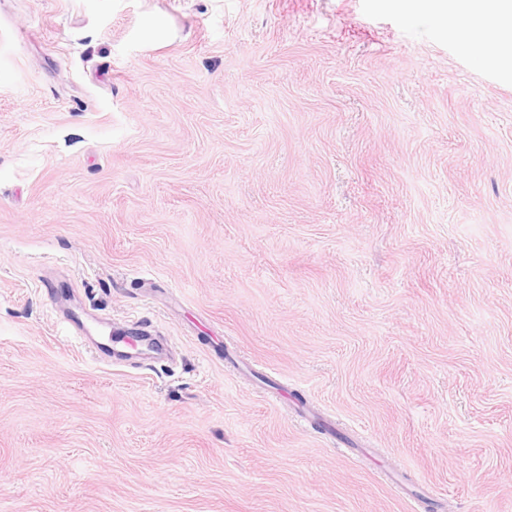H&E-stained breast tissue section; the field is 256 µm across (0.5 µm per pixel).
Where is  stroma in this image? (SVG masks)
<instances>
[{
    "mask_svg": "<svg viewBox=\"0 0 512 512\" xmlns=\"http://www.w3.org/2000/svg\"><path fill=\"white\" fill-rule=\"evenodd\" d=\"M0 512H512V67L396 0H0Z\"/></svg>",
    "mask_w": 512,
    "mask_h": 512,
    "instance_id": "35a3bbf8",
    "label": "stroma"
}]
</instances>
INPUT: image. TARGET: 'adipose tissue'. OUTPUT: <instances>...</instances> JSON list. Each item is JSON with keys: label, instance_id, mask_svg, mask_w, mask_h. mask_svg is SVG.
Instances as JSON below:
<instances>
[{"label": "adipose tissue", "instance_id": "1", "mask_svg": "<svg viewBox=\"0 0 512 512\" xmlns=\"http://www.w3.org/2000/svg\"><path fill=\"white\" fill-rule=\"evenodd\" d=\"M406 17H426L450 27L461 48L479 62L489 63L487 52L492 41L482 32L480 17L508 19L510 27L504 29L501 42L512 44V0H405Z\"/></svg>", "mask_w": 512, "mask_h": 512}]
</instances>
